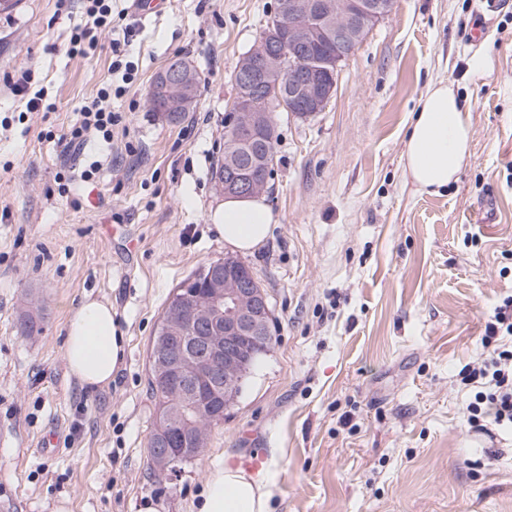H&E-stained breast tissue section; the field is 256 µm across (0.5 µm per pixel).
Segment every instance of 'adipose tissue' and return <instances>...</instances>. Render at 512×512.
Returning <instances> with one entry per match:
<instances>
[{"label": "adipose tissue", "instance_id": "obj_1", "mask_svg": "<svg viewBox=\"0 0 512 512\" xmlns=\"http://www.w3.org/2000/svg\"><path fill=\"white\" fill-rule=\"evenodd\" d=\"M468 108L451 85L432 84L411 123L404 165L417 189L435 193L454 182L470 150ZM209 220L233 248L251 252L267 240L276 218L263 198L228 197L210 211ZM124 353L111 303L85 298L66 327L64 357L80 386L107 387ZM272 491L266 477L224 461L207 475L198 512H270Z\"/></svg>", "mask_w": 512, "mask_h": 512}]
</instances>
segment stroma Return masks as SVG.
<instances>
[{
	"label": "stroma",
	"instance_id": "stroma-1",
	"mask_svg": "<svg viewBox=\"0 0 512 512\" xmlns=\"http://www.w3.org/2000/svg\"><path fill=\"white\" fill-rule=\"evenodd\" d=\"M277 0H166L129 14L138 80L113 99L127 136L67 146L76 111L110 80L111 36L67 52L81 0L0 11V512H196L226 457L258 460L272 512H512V430L474 431L458 382L512 295V0H395L339 67L323 112L277 113L266 243L237 252L208 213L224 199L231 75ZM482 32L471 43L472 26ZM186 55L201 77L178 124L151 112L154 76ZM30 70L55 112H26L10 85ZM452 82L471 112L470 157L448 190L416 191L403 163L428 87ZM101 167L59 195L61 166ZM236 256L269 296L273 346L198 460L159 482L148 439V352L168 300L209 262ZM111 303L126 339L111 384L67 373L70 313ZM32 316L31 334L20 331ZM56 431L55 447L37 445Z\"/></svg>",
	"mask_w": 512,
	"mask_h": 512
}]
</instances>
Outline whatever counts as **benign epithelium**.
Wrapping results in <instances>:
<instances>
[{"label":"benign epithelium","mask_w":512,"mask_h":512,"mask_svg":"<svg viewBox=\"0 0 512 512\" xmlns=\"http://www.w3.org/2000/svg\"><path fill=\"white\" fill-rule=\"evenodd\" d=\"M394 0H282L277 28L267 33L243 55L236 73L239 88L235 105L226 118L224 147L227 172L217 184L226 196L261 194L268 189V177L256 175L242 162L241 150L257 137L271 138L273 127L267 114L255 108L252 98L266 74L280 67L282 52L290 49L288 59L300 65L297 79L275 89L276 100L299 102L298 111L312 116L326 107L332 96L336 74L314 65L311 52L322 37L336 47V62L347 59L350 47L361 40L372 25L388 16ZM153 88L163 101V111L181 112L192 101L194 89L193 63L175 58L160 71ZM212 268L224 270V278L214 281L205 306L196 304L197 283H185L178 291L177 304L195 310L186 325L188 336L173 335L174 329L163 319L158 326V339L163 342L155 358L166 363L168 377L175 379L181 395V406L192 409L193 383L208 377L224 394V406L235 401L243 376L270 345L272 312L267 294L253 276L237 271V265L221 260ZM181 411L162 414L154 444L152 466L160 477L178 473L179 455L168 446L171 431L184 428Z\"/></svg>","instance_id":"obj_1"}]
</instances>
